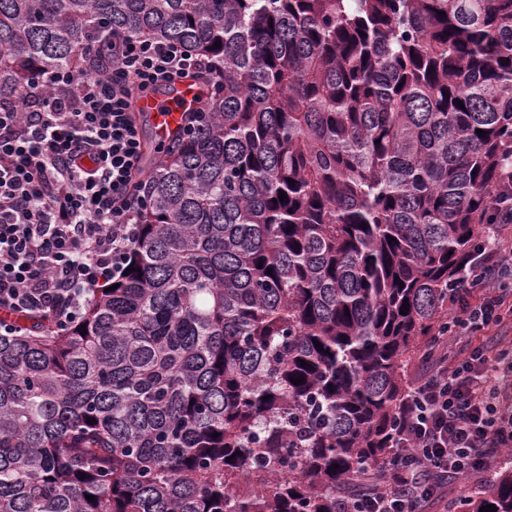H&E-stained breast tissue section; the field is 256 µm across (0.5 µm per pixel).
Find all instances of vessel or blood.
Here are the masks:
<instances>
[{
	"mask_svg": "<svg viewBox=\"0 0 512 512\" xmlns=\"http://www.w3.org/2000/svg\"><path fill=\"white\" fill-rule=\"evenodd\" d=\"M199 83L179 79L167 85L164 93L146 95L134 104L135 112L150 115L160 142H167L183 125L186 116L199 106Z\"/></svg>",
	"mask_w": 512,
	"mask_h": 512,
	"instance_id": "obj_1",
	"label": "vessel or blood"
}]
</instances>
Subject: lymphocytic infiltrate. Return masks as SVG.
<instances>
[{
	"mask_svg": "<svg viewBox=\"0 0 512 512\" xmlns=\"http://www.w3.org/2000/svg\"><path fill=\"white\" fill-rule=\"evenodd\" d=\"M214 69L179 44L116 35L110 68L36 73L20 98L0 97V328L9 312L68 325L118 272L148 201L134 102ZM500 235H484L448 294V351L404 400L396 454L339 512H427L512 448V355L471 340L512 326V248Z\"/></svg>",
	"mask_w": 512,
	"mask_h": 512,
	"instance_id": "obj_1",
	"label": "lymphocytic infiltrate"
}]
</instances>
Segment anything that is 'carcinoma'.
I'll list each match as a JSON object with an SVG mask.
<instances>
[{
  "label": "carcinoma",
  "mask_w": 512,
  "mask_h": 512,
  "mask_svg": "<svg viewBox=\"0 0 512 512\" xmlns=\"http://www.w3.org/2000/svg\"><path fill=\"white\" fill-rule=\"evenodd\" d=\"M110 34L216 72L122 270L0 332V512H337L512 206V0H0V95Z\"/></svg>",
  "instance_id": "obj_1"
}]
</instances>
